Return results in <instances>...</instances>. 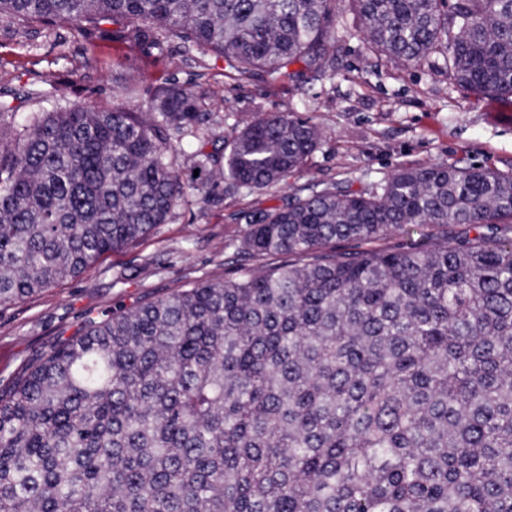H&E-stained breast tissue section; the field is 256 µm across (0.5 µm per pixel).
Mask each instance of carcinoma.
<instances>
[{"instance_id":"1","label":"carcinoma","mask_w":512,"mask_h":512,"mask_svg":"<svg viewBox=\"0 0 512 512\" xmlns=\"http://www.w3.org/2000/svg\"><path fill=\"white\" fill-rule=\"evenodd\" d=\"M337 0H0L160 60L271 81L335 71ZM371 49L512 105V0H345ZM0 99V307L77 278L169 220L182 157L230 193L306 165L320 132L275 112L205 151L210 113L169 80L138 112ZM241 269L101 319L0 395V512H512V170L401 167L260 214ZM468 226L448 240L446 229ZM445 230L399 250L332 241Z\"/></svg>"}]
</instances>
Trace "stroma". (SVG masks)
I'll return each instance as SVG.
<instances>
[{
	"mask_svg": "<svg viewBox=\"0 0 512 512\" xmlns=\"http://www.w3.org/2000/svg\"><path fill=\"white\" fill-rule=\"evenodd\" d=\"M336 73L306 81L269 83L263 75L239 78L222 60L183 59L170 43L168 62L137 63L140 88L131 106L147 104L155 79L173 70L210 112L208 149L222 156L241 127L273 112L309 118L321 138L306 167L264 193H225L211 184L189 190L171 219L146 237L103 255L80 277L0 307V394H8L37 355L76 335L89 318L119 307L221 280L239 268L275 264L272 256L237 252L250 216L284 205L296 189L332 183L371 188L403 166L464 160L512 168V125L496 122L493 99L463 89L429 62L407 67L375 57L352 16L335 29ZM128 59L112 43L70 27L32 29L0 17V92L16 94L19 117L57 104H112L116 76ZM41 98H21L29 87Z\"/></svg>",
	"mask_w": 512,
	"mask_h": 512,
	"instance_id": "stroma-1",
	"label": "stroma"
}]
</instances>
